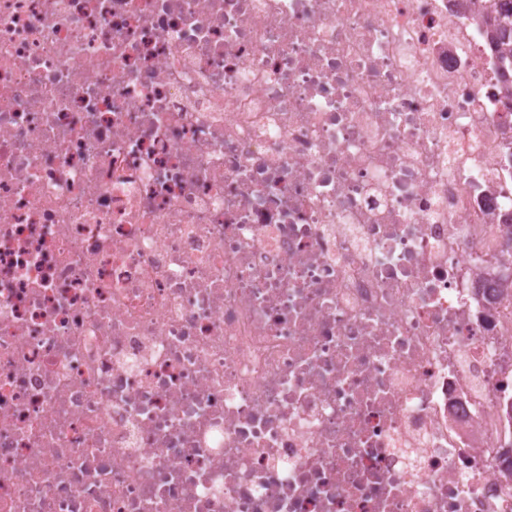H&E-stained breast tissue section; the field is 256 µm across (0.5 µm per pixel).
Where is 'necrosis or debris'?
<instances>
[{
	"instance_id": "necrosis-or-debris-1",
	"label": "necrosis or debris",
	"mask_w": 512,
	"mask_h": 512,
	"mask_svg": "<svg viewBox=\"0 0 512 512\" xmlns=\"http://www.w3.org/2000/svg\"><path fill=\"white\" fill-rule=\"evenodd\" d=\"M511 152L457 0H0V512H512Z\"/></svg>"
}]
</instances>
